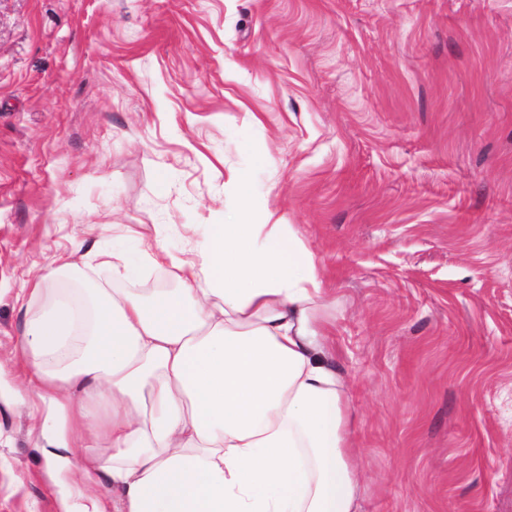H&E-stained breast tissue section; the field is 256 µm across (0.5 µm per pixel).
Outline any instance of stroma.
Segmentation results:
<instances>
[{
	"mask_svg": "<svg viewBox=\"0 0 512 512\" xmlns=\"http://www.w3.org/2000/svg\"><path fill=\"white\" fill-rule=\"evenodd\" d=\"M234 175L326 279L365 512H512V0H0V512L82 507L21 289L192 253ZM101 257L103 265L112 267V278H131L135 272L130 258L122 251L112 249V253L104 252ZM57 265L50 268L46 273L38 275L34 280L29 282L31 288L26 289L30 296H37L46 293L49 288H46L48 282L61 277H68L75 271V265L70 262V258L58 257L56 259Z\"/></svg>",
	"mask_w": 512,
	"mask_h": 512,
	"instance_id": "stroma-1",
	"label": "stroma"
}]
</instances>
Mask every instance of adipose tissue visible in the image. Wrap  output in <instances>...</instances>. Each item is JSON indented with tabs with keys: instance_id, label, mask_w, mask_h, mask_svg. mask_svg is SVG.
<instances>
[{
	"instance_id": "adipose-tissue-1",
	"label": "adipose tissue",
	"mask_w": 512,
	"mask_h": 512,
	"mask_svg": "<svg viewBox=\"0 0 512 512\" xmlns=\"http://www.w3.org/2000/svg\"><path fill=\"white\" fill-rule=\"evenodd\" d=\"M251 209L239 194L188 259L137 234L174 287L61 294L26 321L12 399L47 403L45 462L80 471L83 512H363L325 279L293 225ZM88 433L111 453L79 468Z\"/></svg>"
}]
</instances>
